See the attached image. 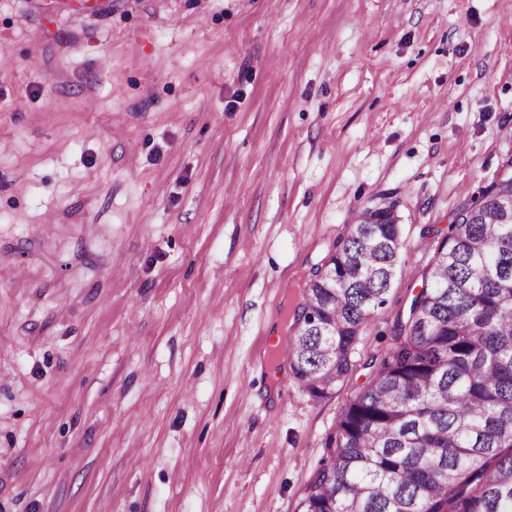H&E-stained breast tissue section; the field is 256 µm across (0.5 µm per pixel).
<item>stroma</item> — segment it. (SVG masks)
I'll use <instances>...</instances> for the list:
<instances>
[{
  "label": "stroma",
  "mask_w": 512,
  "mask_h": 512,
  "mask_svg": "<svg viewBox=\"0 0 512 512\" xmlns=\"http://www.w3.org/2000/svg\"><path fill=\"white\" fill-rule=\"evenodd\" d=\"M512 0H0V512H298L452 213L512 157ZM352 369L270 342L357 215ZM396 207L388 202L360 212L305 286L293 316L294 324L298 316L303 320L288 339L286 355L313 397L326 396L351 371L360 334L387 303L402 249Z\"/></svg>",
  "instance_id": "35a3bbf8"
}]
</instances>
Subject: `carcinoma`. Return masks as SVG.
Segmentation results:
<instances>
[{"mask_svg":"<svg viewBox=\"0 0 512 512\" xmlns=\"http://www.w3.org/2000/svg\"><path fill=\"white\" fill-rule=\"evenodd\" d=\"M512 171L460 206L391 346L345 403L301 512H512ZM396 204L365 209L312 272L286 355L322 398L387 303Z\"/></svg>","mask_w":512,"mask_h":512,"instance_id":"cac0c4a2","label":"carcinoma"}]
</instances>
